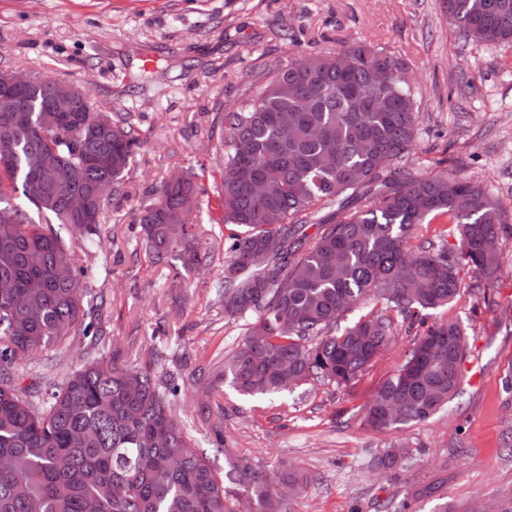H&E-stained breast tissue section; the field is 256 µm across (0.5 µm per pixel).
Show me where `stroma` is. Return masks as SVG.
<instances>
[{
	"mask_svg": "<svg viewBox=\"0 0 512 512\" xmlns=\"http://www.w3.org/2000/svg\"><path fill=\"white\" fill-rule=\"evenodd\" d=\"M355 41L414 71L421 119L406 165L419 174L464 167L512 218V45L462 46L441 0H0V68L71 81L96 105L135 116L141 144L126 193L106 207L100 252L78 262L105 298L92 314L105 331L99 353L173 375L175 416L196 450H212L199 414L203 374L242 336L215 297L224 238L237 228L211 227L207 210L196 212L206 229L202 265L177 275L146 258L140 212L180 173L207 170L203 184L215 197L222 155L210 132L220 108L259 93L265 72ZM500 252L493 281L461 270L457 299L431 313L439 323L460 321L466 334L459 391L433 417L386 431L363 420L416 342L399 330L345 387L311 382L259 398L224 387L226 446L311 475L290 512H393L406 487L443 469L452 503L484 504L512 488V234ZM84 345L77 336L66 349L35 354L22 382L61 381ZM389 447L406 450L400 468L369 469V456Z\"/></svg>",
	"mask_w": 512,
	"mask_h": 512,
	"instance_id": "stroma-1",
	"label": "stroma"
}]
</instances>
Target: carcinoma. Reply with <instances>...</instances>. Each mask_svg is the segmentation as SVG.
<instances>
[{
    "label": "carcinoma",
    "instance_id": "obj_1",
    "mask_svg": "<svg viewBox=\"0 0 512 512\" xmlns=\"http://www.w3.org/2000/svg\"><path fill=\"white\" fill-rule=\"evenodd\" d=\"M466 45L512 44V0H442ZM407 67L364 43L334 54L310 53L269 73L250 102L221 112L223 157L214 224L231 235L218 302L228 319H248L236 348L206 378L245 396L273 395L308 381L347 386L396 331L423 328L405 363L377 390L364 420L383 431L425 422L453 396L465 357L461 323L427 324L426 310L460 293V270L489 280L500 264L507 224L500 200L462 169L420 176L402 163L419 126L411 85L379 71ZM0 68V512H230L246 496L250 512H287L283 488L310 477L286 467L268 471L224 447V405L201 402L224 468L191 448L174 418L179 384L117 358L85 357L40 392L19 382L17 368L34 352L66 348L83 327L101 343L85 309L103 298L82 284L77 249L99 244L109 181L123 195L125 172L140 144L129 112L91 102L53 122L46 112L63 81L33 72L19 90ZM64 178L84 195L92 220L72 213L51 191ZM196 175L163 183L139 218L147 257L190 272L202 229ZM457 226L458 244L407 246L427 218ZM317 225L314 238L304 226ZM271 249L263 266L255 251ZM368 301L372 309L338 327ZM386 448L368 467L394 471ZM443 483L403 494L400 512L421 498L434 512H456Z\"/></svg>",
    "mask_w": 512,
    "mask_h": 512
}]
</instances>
